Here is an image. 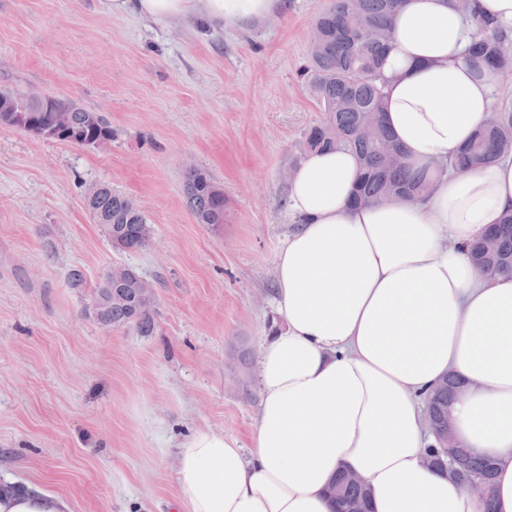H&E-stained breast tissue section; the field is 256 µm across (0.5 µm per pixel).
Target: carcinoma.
<instances>
[{
    "label": "carcinoma",
    "mask_w": 512,
    "mask_h": 512,
    "mask_svg": "<svg viewBox=\"0 0 512 512\" xmlns=\"http://www.w3.org/2000/svg\"><path fill=\"white\" fill-rule=\"evenodd\" d=\"M474 28L464 55L479 78L494 83L512 75L509 32L477 8V0H451ZM400 0H334L313 26L318 36L310 40L304 77L324 120L303 134V152L344 149L359 160L356 201H408L423 198L434 176L444 168L431 163L414 167L406 149L381 120L385 79L381 72L388 49L390 26ZM68 110L69 127L84 139L112 137V126L97 112L68 97L39 96L13 89H0V126L25 131L36 124L48 127L52 113L46 107ZM512 152V100L504 97L491 107L489 117L471 140L460 148L452 166L493 162ZM185 202L199 224L224 223V191L210 175L195 169L184 174ZM86 206L101 225L112 246L123 252L147 247L152 228L139 205L108 184L92 186ZM472 261L491 276H512V212L498 227L468 245ZM142 276L132 267H112L95 285L93 300L97 320L104 325H130L148 334L154 330L152 301L141 292ZM449 377L432 392L429 404L436 411L448 408ZM459 452L470 464L471 474L490 473L492 463L468 448ZM334 499L342 506L368 499L365 484L336 483Z\"/></svg>",
    "instance_id": "carcinoma-1"
}]
</instances>
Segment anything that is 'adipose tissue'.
Instances as JSON below:
<instances>
[{
  "mask_svg": "<svg viewBox=\"0 0 512 512\" xmlns=\"http://www.w3.org/2000/svg\"><path fill=\"white\" fill-rule=\"evenodd\" d=\"M154 20L226 27L281 0H123ZM472 29L450 0H402L392 21L386 125L424 164L451 159L491 109V84L462 61ZM358 161L308 154L288 210L301 225L275 262L285 322L257 361L250 450L199 428L177 445L180 512H332L326 489L359 473L371 512H512V278L489 277L467 247L512 211V156L436 178L406 205L352 202ZM463 387L453 416L464 447L494 466L484 502L427 462L424 399ZM0 512H67L39 488L0 494Z\"/></svg>",
  "mask_w": 512,
  "mask_h": 512,
  "instance_id": "adipose-tissue-1",
  "label": "adipose tissue"
}]
</instances>
